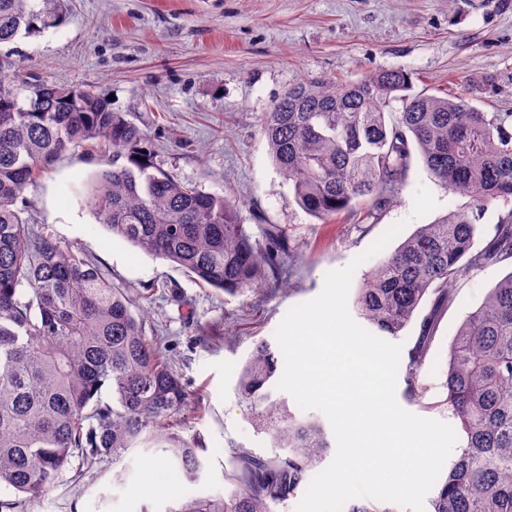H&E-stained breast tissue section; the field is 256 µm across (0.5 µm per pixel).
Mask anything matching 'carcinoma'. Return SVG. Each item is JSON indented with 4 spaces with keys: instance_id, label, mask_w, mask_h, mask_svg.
Instances as JSON below:
<instances>
[{
    "instance_id": "obj_1",
    "label": "carcinoma",
    "mask_w": 512,
    "mask_h": 512,
    "mask_svg": "<svg viewBox=\"0 0 512 512\" xmlns=\"http://www.w3.org/2000/svg\"><path fill=\"white\" fill-rule=\"evenodd\" d=\"M67 0H0V45L25 31L56 27ZM402 103L397 117L387 108ZM269 153L298 205L325 220L364 207L371 218L406 179L411 150L431 176L477 198L421 225L380 258L356 288L354 308L377 337L399 338L427 297L430 314L403 356L405 396L422 402V371L441 315L453 304L462 265L512 257V208L474 250L481 217L512 204V131L466 93L412 92L401 70L337 83L302 80L263 121ZM92 143L112 163L85 196L112 235L177 265L198 283L234 294L277 274L286 258L279 226L252 238L235 204L159 169L146 134L111 104L78 86L29 78L0 81V512L19 496H44L78 458L123 465L139 451L163 454L172 485L200 480L206 448L179 434L195 397L130 289L113 284L74 242L48 239L23 217V192L55 158ZM279 360L255 344L238 388L254 420L273 431L284 455L229 448L228 493L175 492L164 512H272L297 495L331 449L320 420L278 412L268 386ZM446 404L462 440L436 483L430 512H512V273L456 328L444 369ZM108 390L112 399H102Z\"/></svg>"
}]
</instances>
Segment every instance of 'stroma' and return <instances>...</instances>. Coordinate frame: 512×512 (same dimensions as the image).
<instances>
[{"label": "stroma", "instance_id": "stroma-1", "mask_svg": "<svg viewBox=\"0 0 512 512\" xmlns=\"http://www.w3.org/2000/svg\"><path fill=\"white\" fill-rule=\"evenodd\" d=\"M57 27L19 34L7 44L25 76L77 85L110 98L149 137L161 169L230 199L256 240L269 225L288 233L291 257L280 281L231 296L197 283L179 267L112 236L83 195L112 166V155L79 147L60 155L23 196L43 237L79 243L116 284L140 290V307L160 335L200 413L186 412L185 435L200 434L209 456L195 491L225 493L227 449L263 457L272 433L255 424L238 392V374L257 340L294 306L316 297L328 271L348 265L394 224L402 236L448 211L470 209L412 158L393 203L375 219L324 224L305 212L274 166L263 119L301 79L357 80L401 70L414 92L467 90L484 112L512 114V0H69ZM512 258L470 270L453 283L422 375L418 416L452 423L441 367L451 335ZM209 337H202L201 329ZM133 455L116 479L111 459L81 474L73 464L24 512H164L170 490L155 489Z\"/></svg>", "mask_w": 512, "mask_h": 512}]
</instances>
